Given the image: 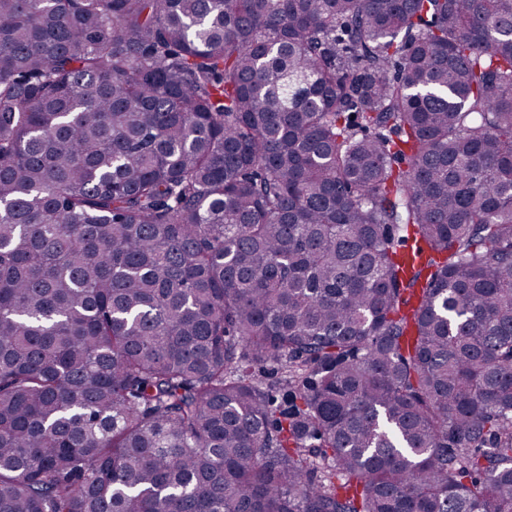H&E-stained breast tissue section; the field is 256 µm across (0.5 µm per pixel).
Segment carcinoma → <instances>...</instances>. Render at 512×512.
I'll return each instance as SVG.
<instances>
[{
	"label": "carcinoma",
	"mask_w": 512,
	"mask_h": 512,
	"mask_svg": "<svg viewBox=\"0 0 512 512\" xmlns=\"http://www.w3.org/2000/svg\"><path fill=\"white\" fill-rule=\"evenodd\" d=\"M0 512H512V0H0Z\"/></svg>",
	"instance_id": "carcinoma-1"
}]
</instances>
